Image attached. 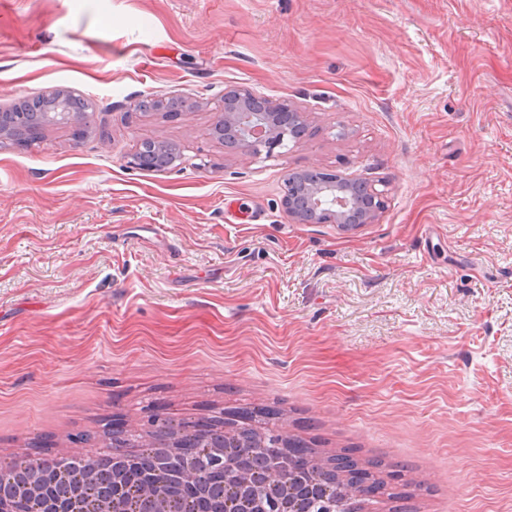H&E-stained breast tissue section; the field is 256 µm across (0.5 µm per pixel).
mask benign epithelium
Wrapping results in <instances>:
<instances>
[{"label": "benign epithelium", "mask_w": 512, "mask_h": 512, "mask_svg": "<svg viewBox=\"0 0 512 512\" xmlns=\"http://www.w3.org/2000/svg\"><path fill=\"white\" fill-rule=\"evenodd\" d=\"M50 96L57 99L55 111L34 114L9 138L23 146L49 125L72 127L76 134H82L85 122L79 115L66 111L65 106V99L75 98L74 92L60 88L50 92ZM215 112L217 119L209 129V136L223 146L227 154L270 157L275 149L298 143L307 127V113L298 107L286 100L261 96L245 86L224 90ZM165 143L160 135L140 140L135 151L127 156L128 167H148L144 149ZM283 182L281 206L295 224H336L348 231L361 224L374 223L383 208V193L364 180L307 169L285 171ZM252 423L253 414L244 413L220 427L213 422L182 425L176 434L175 446L184 449V455L178 460L164 461L173 477V484L165 493L144 483L137 494H127L129 485L138 480L130 469L133 452L125 443L136 433L132 426L112 431V448L108 452L112 457V486L108 497L95 500L86 492L84 467L88 457L82 453L40 460L54 469V473L37 484L21 487L20 492L37 503V512H161L159 501L168 496L190 499V512H314L315 504L321 505L322 512H351L348 499L329 497L328 488L316 478L289 480L275 465L266 470H244L237 467L236 458L225 454L210 460L207 469L214 481L234 478V486L228 490L233 500L226 499L228 494L210 496L206 492L193 494L187 490L183 478L192 454L199 448L218 446L225 442V437L251 427ZM337 466L350 478L349 495L361 498L367 475L347 458L339 459Z\"/></svg>", "instance_id": "benign-epithelium-1"}]
</instances>
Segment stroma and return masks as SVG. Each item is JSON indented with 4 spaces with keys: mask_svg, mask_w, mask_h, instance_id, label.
<instances>
[{
    "mask_svg": "<svg viewBox=\"0 0 512 512\" xmlns=\"http://www.w3.org/2000/svg\"><path fill=\"white\" fill-rule=\"evenodd\" d=\"M230 86L306 142L225 154ZM56 87L82 137L0 141V469L268 410L381 462L369 512H512V0H0V108ZM151 96L190 107L127 111ZM156 133L185 163L127 168ZM312 167L381 185L379 219L293 223Z\"/></svg>",
    "mask_w": 512,
    "mask_h": 512,
    "instance_id": "35a3bbf8",
    "label": "stroma"
}]
</instances>
